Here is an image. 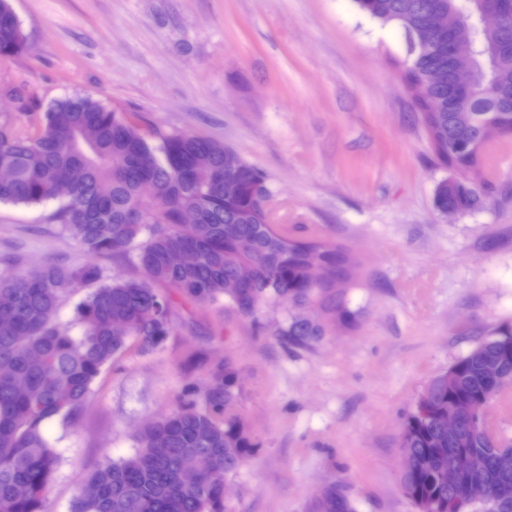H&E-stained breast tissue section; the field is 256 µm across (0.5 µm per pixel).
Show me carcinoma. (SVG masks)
I'll return each instance as SVG.
<instances>
[{"instance_id":"carcinoma-1","label":"carcinoma","mask_w":512,"mask_h":512,"mask_svg":"<svg viewBox=\"0 0 512 512\" xmlns=\"http://www.w3.org/2000/svg\"><path fill=\"white\" fill-rule=\"evenodd\" d=\"M358 9L402 31L418 26L435 8L448 11L450 22L462 16L478 25V0H356ZM10 0H0V56L24 49L9 22ZM499 35L477 30L469 47L477 86L470 95H450L426 84L430 70L448 66V45L410 58L403 72L432 151L460 177L436 191L438 209L466 212L485 199L489 183L466 178L470 165L485 156L486 123L499 118L500 132L512 136V53L498 54ZM0 97L29 103L12 84L0 85ZM25 132L0 123V164L12 167L13 179L0 184V203L59 200L58 218L86 253L107 257L130 253L138 277L102 280L94 264L47 262L35 271L0 274V512H45V491L58 463L46 439L49 420L71 423L84 407L92 385L112 360L128 347L157 348L173 329V313L164 285L200 304L224 300L240 315L255 316L259 306L283 301L294 307L319 304L335 320L349 324L355 313L335 287L322 286L315 270L323 262L340 264L343 249L316 235L295 236L271 223L270 212L255 193L272 190L264 174L246 161L224 167V145L191 133H172L157 144L135 133L123 117L89 96H72L50 104ZM185 207L197 223H180ZM190 248L196 263L175 266L172 252ZM96 288L74 311L76 334L56 322L63 293L77 284ZM512 334L487 336L459 356L448 370L452 385L431 380L434 412L448 404L493 400L495 382L485 372L491 361L512 376V352L500 341ZM281 335L307 345L325 335V326L296 315ZM187 389L169 415L151 421L138 433V449L128 458L108 462L87 478L72 512H228L224 478L256 452L257 445L238 414L239 393L231 360L209 373L207 408H197ZM448 433L423 421L416 408L406 415L401 447L407 453L402 475L405 495L418 512H448L453 489L437 481L448 469V452L440 440ZM512 450V436L476 437L475 461L486 476L485 499L465 512H512V473L497 470L500 453ZM310 512H356L353 502L334 484L313 498Z\"/></svg>"}]
</instances>
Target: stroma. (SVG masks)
Here are the masks:
<instances>
[{
  "label": "stroma",
  "mask_w": 512,
  "mask_h": 512,
  "mask_svg": "<svg viewBox=\"0 0 512 512\" xmlns=\"http://www.w3.org/2000/svg\"><path fill=\"white\" fill-rule=\"evenodd\" d=\"M28 49L0 57V83L45 110L81 94L149 140L189 132L266 176L273 223L318 234L351 260L353 325L305 347L280 331L294 308L256 319L172 294L174 326L128 348L95 381L58 453L48 512H71L81 480L131 456L147 422L205 393L215 362L239 375L237 413L258 452L225 478L232 512H309L344 488L357 512H416L401 483L405 416L480 339L512 328V157L482 204L435 207L439 164L407 93L403 33L355 0H11ZM56 203H0V274L86 256Z\"/></svg>",
  "instance_id": "35a3bbf8"
}]
</instances>
